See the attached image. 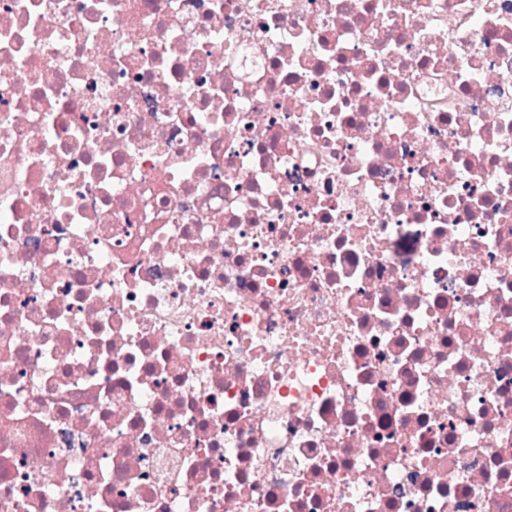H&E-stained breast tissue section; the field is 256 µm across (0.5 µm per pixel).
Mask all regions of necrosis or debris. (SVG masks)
Segmentation results:
<instances>
[{"label": "necrosis or debris", "instance_id": "4bbe7bcc", "mask_svg": "<svg viewBox=\"0 0 512 512\" xmlns=\"http://www.w3.org/2000/svg\"><path fill=\"white\" fill-rule=\"evenodd\" d=\"M0 512H512V0H0Z\"/></svg>", "mask_w": 512, "mask_h": 512}]
</instances>
